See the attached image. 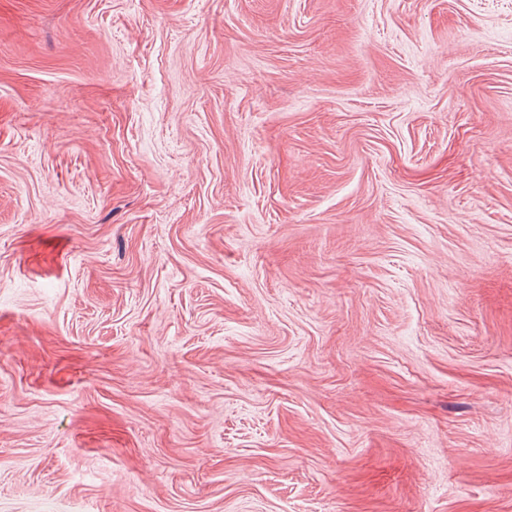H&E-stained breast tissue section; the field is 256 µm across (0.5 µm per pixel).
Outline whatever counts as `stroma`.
Masks as SVG:
<instances>
[{
    "mask_svg": "<svg viewBox=\"0 0 512 512\" xmlns=\"http://www.w3.org/2000/svg\"><path fill=\"white\" fill-rule=\"evenodd\" d=\"M0 512H512V0H0Z\"/></svg>",
    "mask_w": 512,
    "mask_h": 512,
    "instance_id": "35a3bbf8",
    "label": "stroma"
}]
</instances>
